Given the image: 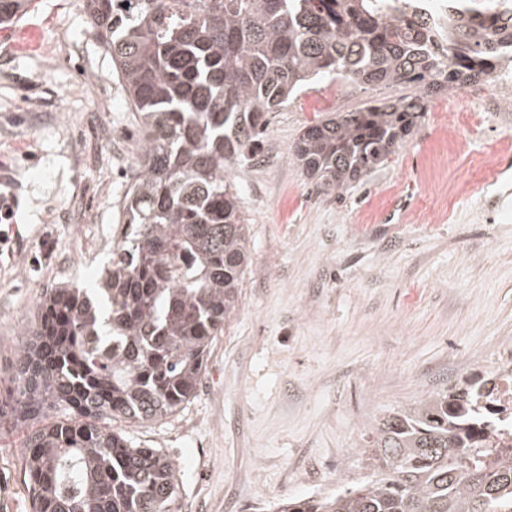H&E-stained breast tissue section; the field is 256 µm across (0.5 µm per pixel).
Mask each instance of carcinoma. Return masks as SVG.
<instances>
[{"mask_svg": "<svg viewBox=\"0 0 512 512\" xmlns=\"http://www.w3.org/2000/svg\"><path fill=\"white\" fill-rule=\"evenodd\" d=\"M29 0H0V25ZM85 0L142 137L124 231L99 287L53 288L0 392V427L37 424L23 467L32 512H175L176 469L112 428L189 403L237 309L249 228L232 164L258 160L268 115L315 79L399 84L306 125L290 153L325 189L383 165L432 94L512 73V0H474L437 32L409 0ZM464 378L383 417L363 473L271 512H512V445L490 385ZM61 418L42 422L45 410Z\"/></svg>", "mask_w": 512, "mask_h": 512, "instance_id": "obj_1", "label": "carcinoma"}]
</instances>
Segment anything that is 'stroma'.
Listing matches in <instances>:
<instances>
[{"instance_id": "1", "label": "stroma", "mask_w": 512, "mask_h": 512, "mask_svg": "<svg viewBox=\"0 0 512 512\" xmlns=\"http://www.w3.org/2000/svg\"><path fill=\"white\" fill-rule=\"evenodd\" d=\"M0 37V372L47 292L94 284L136 174L139 117L84 0H32ZM323 81L271 114L269 161L232 168L251 226L238 309L195 397L129 427L177 468V512H265L360 474L369 427L512 347V87L433 96L387 163L325 192L288 153L317 119L404 95ZM24 428L0 432V512H32Z\"/></svg>"}]
</instances>
